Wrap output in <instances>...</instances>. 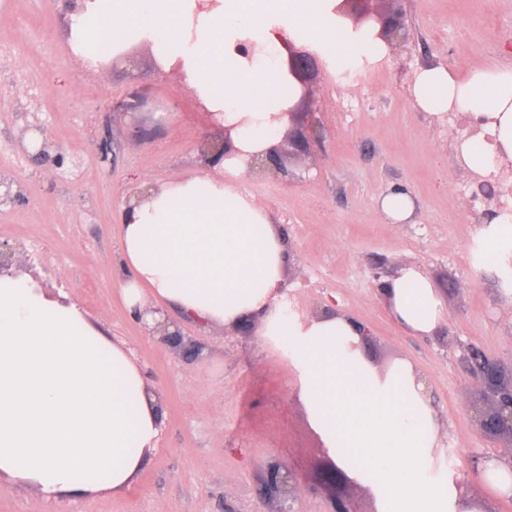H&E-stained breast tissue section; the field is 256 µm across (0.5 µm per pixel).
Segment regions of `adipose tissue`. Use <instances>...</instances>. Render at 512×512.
<instances>
[{
  "label": "adipose tissue",
  "mask_w": 512,
  "mask_h": 512,
  "mask_svg": "<svg viewBox=\"0 0 512 512\" xmlns=\"http://www.w3.org/2000/svg\"><path fill=\"white\" fill-rule=\"evenodd\" d=\"M335 0H90L72 25L75 52L97 42L120 53L151 45L164 67L230 128L235 155L213 171L146 189L121 208L118 291L128 312L151 297L205 323L257 316L262 342L287 347L301 373L299 397L326 446L359 449L381 475L377 490L400 512H468L450 487L422 469L438 425L426 382L407 360L379 372L364 356L359 325L340 311L303 321L288 315L286 250L272 212L226 184L245 177L250 156L266 155L288 126L301 90L288 72L290 41L307 34L337 53L351 40ZM249 40L272 60L236 52ZM420 109L480 119L482 136L460 143L474 172L512 159V68L465 75L421 69L412 88ZM392 322L414 336L438 334L444 302L425 269L405 266L379 287ZM158 436L156 395L127 353L72 303L28 281L0 277V476L54 496L131 488Z\"/></svg>",
  "instance_id": "ef3b65f1"
}]
</instances>
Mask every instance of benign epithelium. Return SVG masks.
Returning a JSON list of instances; mask_svg holds the SVG:
<instances>
[{"instance_id": "obj_1", "label": "benign epithelium", "mask_w": 512, "mask_h": 512, "mask_svg": "<svg viewBox=\"0 0 512 512\" xmlns=\"http://www.w3.org/2000/svg\"><path fill=\"white\" fill-rule=\"evenodd\" d=\"M382 0H341L336 12L344 19L353 21V30H358L367 22L379 26L377 37L389 46L401 45L406 42L407 34L403 24L393 15L371 7ZM313 53L301 51L290 53L288 70L294 79L305 83L312 61ZM310 135L299 127L288 129V144L301 152L309 143ZM101 163L114 165L116 151L113 140L104 138L96 145ZM199 157L208 164L215 159H222L235 152L229 134L219 138H210L197 148ZM281 148L276 146L265 157L254 156L250 161V171H258L269 175H282L285 170L279 162ZM15 249L0 241V276L14 275L12 271ZM149 336L158 337L159 342L179 353L186 360H196L206 345L180 331H167L166 324L159 323L153 329H145ZM463 365L471 384L483 389L482 402L471 406V418L478 430L491 439L508 438L512 441V366L507 368L497 359L484 351L470 346L463 356ZM304 491L301 475L281 459L269 460L264 465L261 478L260 495L266 506L264 512H295L294 502Z\"/></svg>"}]
</instances>
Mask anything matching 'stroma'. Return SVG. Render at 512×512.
Listing matches in <instances>:
<instances>
[{"mask_svg":"<svg viewBox=\"0 0 512 512\" xmlns=\"http://www.w3.org/2000/svg\"><path fill=\"white\" fill-rule=\"evenodd\" d=\"M386 10L408 40L383 54L339 58L297 37L296 48L317 55L308 90L321 136L288 176L250 174L238 186L270 208L284 235L289 315L302 320L335 302L371 330L364 353L378 370L411 361L440 425L426 478L453 482L461 497L480 489V512H512V498L484 485L481 469L512 443L475 427L469 407L483 391L461 363L469 346L512 362V266L501 255L476 258L500 232L485 223L484 203L472 202L477 184L456 155L468 122L418 110L411 97L416 73L431 65L512 67V0H391ZM0 49V168L14 171L23 194L0 209V241L22 248L16 275L76 304L130 351L160 405L157 448L129 490L58 498L6 479L0 512H224L225 500H255L273 456L303 477L298 512H326L312 489L334 455L298 396L286 349L261 344L252 330L183 319V334L208 346L188 361L146 336L118 294L120 208L142 184L201 171L195 147L219 135L208 110L177 71L159 67L148 43L127 45L131 67L76 54L55 0H0ZM119 98L139 101L138 116L110 111ZM37 116L63 166L31 159L20 144ZM105 136L116 147L111 167L94 148ZM395 187L412 194L410 222L390 223L378 208ZM404 264L423 266L442 292L448 318L437 336L409 335L388 317L380 278ZM346 474L336 492L354 512H397L377 493V474Z\"/></svg>","mask_w":512,"mask_h":512,"instance_id":"35a3bbf8","label":"stroma"}]
</instances>
